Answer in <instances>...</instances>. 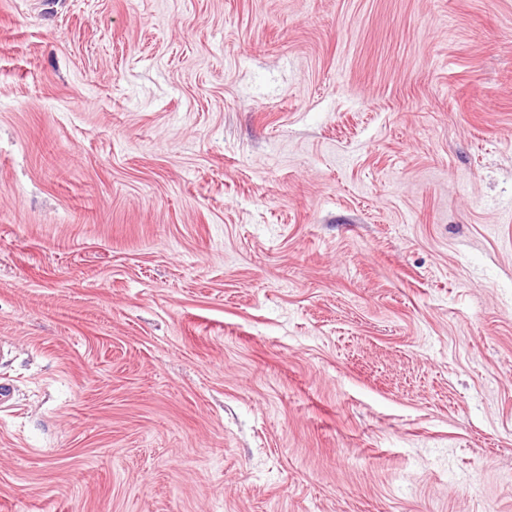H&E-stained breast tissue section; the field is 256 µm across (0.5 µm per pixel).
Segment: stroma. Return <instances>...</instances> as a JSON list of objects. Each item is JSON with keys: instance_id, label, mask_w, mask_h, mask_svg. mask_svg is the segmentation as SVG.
Here are the masks:
<instances>
[{"instance_id": "stroma-1", "label": "stroma", "mask_w": 512, "mask_h": 512, "mask_svg": "<svg viewBox=\"0 0 512 512\" xmlns=\"http://www.w3.org/2000/svg\"><path fill=\"white\" fill-rule=\"evenodd\" d=\"M0 512H512V0H0Z\"/></svg>"}]
</instances>
